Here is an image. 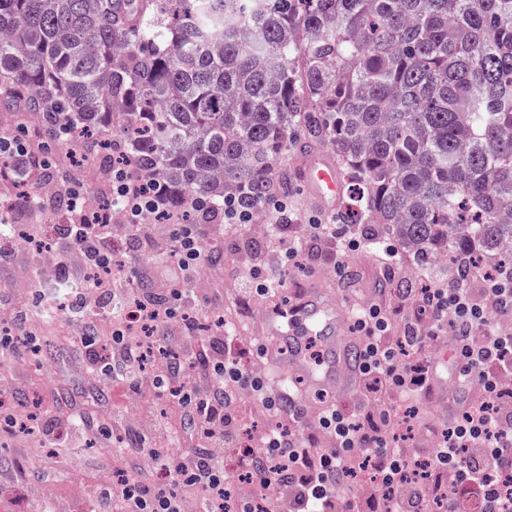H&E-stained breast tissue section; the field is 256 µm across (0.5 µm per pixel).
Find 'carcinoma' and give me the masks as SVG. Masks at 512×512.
Listing matches in <instances>:
<instances>
[{
	"label": "carcinoma",
	"mask_w": 512,
	"mask_h": 512,
	"mask_svg": "<svg viewBox=\"0 0 512 512\" xmlns=\"http://www.w3.org/2000/svg\"><path fill=\"white\" fill-rule=\"evenodd\" d=\"M153 181L160 208L260 212L308 141L401 255L512 265V0H0V105ZM124 145L112 150V137ZM17 135L0 139L15 173Z\"/></svg>",
	"instance_id": "cac0c4a2"
}]
</instances>
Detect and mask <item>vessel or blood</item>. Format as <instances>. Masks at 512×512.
Masks as SVG:
<instances>
[{"mask_svg":"<svg viewBox=\"0 0 512 512\" xmlns=\"http://www.w3.org/2000/svg\"><path fill=\"white\" fill-rule=\"evenodd\" d=\"M298 173L314 205L335 209L344 183L331 154L321 149L300 151ZM349 321L350 313L340 297L317 282L292 299L269 298L258 329L269 338V355L288 365L289 379L280 385L286 399L307 403L319 391L339 398L354 391L360 356L347 330ZM312 336L321 347L317 366L308 359L307 343Z\"/></svg>","mask_w":512,"mask_h":512,"instance_id":"1","label":"vessel or blood"}]
</instances>
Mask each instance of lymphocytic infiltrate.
Listing matches in <instances>:
<instances>
[{
    "label": "lymphocytic infiltrate",
    "mask_w": 512,
    "mask_h": 512,
    "mask_svg": "<svg viewBox=\"0 0 512 512\" xmlns=\"http://www.w3.org/2000/svg\"><path fill=\"white\" fill-rule=\"evenodd\" d=\"M122 210L127 249L148 248L165 272L154 292L136 288L137 270L113 265L117 241L110 224H65V246L54 260L78 305L88 298L113 306L116 336L108 349L88 345V369L106 365L113 391L164 395L182 388L199 448L169 455L155 443L146 463L114 467L98 495L112 512H184L199 501L202 512H256L269 499L272 512H512V267L482 275L477 288L434 277L423 288H393L387 304L368 302L351 317L361 341L362 402L350 414L338 405L308 417L293 433L297 415L268 389L258 368L266 350L240 336L214 330L198 335L187 307L193 284L217 240L206 225L182 223L171 213L153 223L155 193L142 177L113 173L102 187ZM86 266L112 267L98 279L69 273L74 255ZM135 305L143 337L128 340L121 307ZM447 345V367L432 354ZM181 349L183 360L158 359L154 349ZM469 379L473 390L431 421L425 408L402 409L405 398L429 394L439 381ZM268 416L260 434L243 438L248 419ZM420 430L412 448L407 434ZM241 471L239 484L229 474Z\"/></svg>",
    "instance_id": "obj_1"
}]
</instances>
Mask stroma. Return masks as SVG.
<instances>
[{"instance_id":"stroma-1","label":"stroma","mask_w":512,"mask_h":512,"mask_svg":"<svg viewBox=\"0 0 512 512\" xmlns=\"http://www.w3.org/2000/svg\"><path fill=\"white\" fill-rule=\"evenodd\" d=\"M296 151H288L275 165L277 179L286 184L297 220L293 227L274 235L247 226L224 233L211 263L205 264L196 283L198 321L223 317L225 324L236 326L239 335L255 334L256 299L241 293L245 280L241 262L261 257L278 245L279 238L300 239L302 250L293 261L274 269L283 283L282 296L312 280H322L328 288L340 289L348 303L381 299L387 283L382 276L375 245L368 244L350 255L345 272L335 269V250L328 242L311 238L307 225L311 219L329 220L332 214H344L316 208L296 172ZM73 166L79 183L100 182V163L90 158L72 165L69 154H58L52 167L27 168L22 184H0V193L13 199V223L40 225L41 241L56 244L55 229L71 223L73 217L57 198L45 199L43 207L29 208L25 195L41 194L44 186L59 184L65 166ZM57 280L51 266L31 264L27 250L17 248L10 260L0 263V326L15 334L30 333L41 348L38 359L25 351H0V380L17 403L43 404L42 420L74 412L83 415V425L69 434L24 435L0 426V512H106L107 506L95 494L97 486L112 476L113 454L107 451V439L97 427L123 439L127 458H137L140 429L134 408L113 407L102 393L104 378L87 372L82 341L84 326L93 323L94 335L106 339L112 327L103 321H90L87 314L66 310L50 315L47 301L57 295Z\"/></svg>"}]
</instances>
